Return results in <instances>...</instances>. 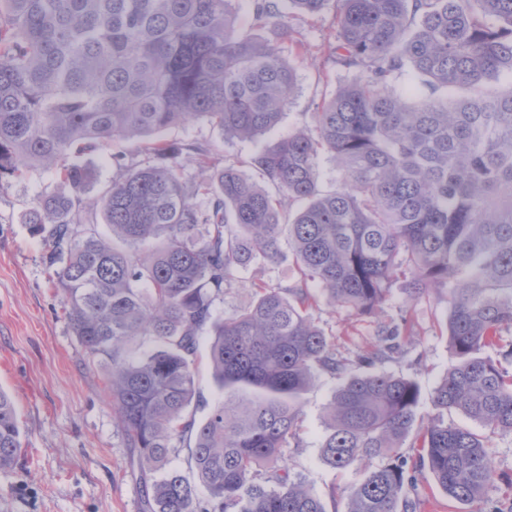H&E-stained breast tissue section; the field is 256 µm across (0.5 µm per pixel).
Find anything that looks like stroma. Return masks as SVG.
I'll return each instance as SVG.
<instances>
[{
	"label": "stroma",
	"instance_id": "1",
	"mask_svg": "<svg viewBox=\"0 0 512 512\" xmlns=\"http://www.w3.org/2000/svg\"><path fill=\"white\" fill-rule=\"evenodd\" d=\"M288 21L309 49L286 55L298 82L275 129L253 140H228L218 128L193 122L165 131V138L203 143L213 157L245 169L257 151L309 121L345 78L321 50L333 15L292 14ZM54 186L53 171L39 170L0 191V388L11 394L23 432L16 464L0 469V512H140L138 481L106 392V370L90 363L74 336L45 265L44 239L27 222L29 210ZM296 275L288 253L275 262L251 264L239 272L234 287L225 289L215 310L221 316L235 314L249 302L253 284L286 287ZM405 286V277L397 276L389 285L388 301L364 320L323 302L313 307L312 316L334 338L337 350L352 356L377 325L399 322L403 313H411L413 343L380 369L417 383V414L428 420L435 414L434 389L455 362L445 327L447 302L442 293L433 292L406 310ZM337 385L335 378L318 377L304 396L301 442L283 451L292 475L322 497L327 512H344L350 490L361 479L356 469L335 470L320 459L325 407ZM490 453L497 478L464 512H512V438L494 437Z\"/></svg>",
	"mask_w": 512,
	"mask_h": 512
}]
</instances>
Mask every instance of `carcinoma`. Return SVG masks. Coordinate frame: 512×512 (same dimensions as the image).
I'll return each instance as SVG.
<instances>
[{"label": "carcinoma", "instance_id": "carcinoma-1", "mask_svg": "<svg viewBox=\"0 0 512 512\" xmlns=\"http://www.w3.org/2000/svg\"><path fill=\"white\" fill-rule=\"evenodd\" d=\"M235 2L0 0V178L55 172L28 223L75 336L107 370L142 512H327L282 454L300 441L303 396L321 374L340 380L321 460L363 475L345 512H415L405 488L424 469L450 500L476 502L496 476L490 439L512 436V83L493 85L512 79V0H252V26L273 41L242 33ZM290 8L333 12L325 52L347 74L311 123L264 147L251 174L162 138L192 120L227 140L279 124L297 86L284 49H306ZM409 73L430 89L421 102L395 90ZM144 138L112 154V181L88 200L97 173L69 156ZM324 154L343 175L327 194ZM189 158L213 174L187 180ZM284 198L303 202L291 219ZM284 240L297 280L258 283L243 310L216 315L239 270L278 259ZM399 273L414 305L447 294L456 363L426 424L414 381L371 370L402 352L412 320L379 326L351 359L310 313L323 296L370 317ZM204 333L224 397L199 421ZM142 338L154 347L137 355ZM451 410L478 429L444 421ZM184 447L197 484L169 468ZM20 448L0 390V469Z\"/></svg>", "mask_w": 512, "mask_h": 512}]
</instances>
